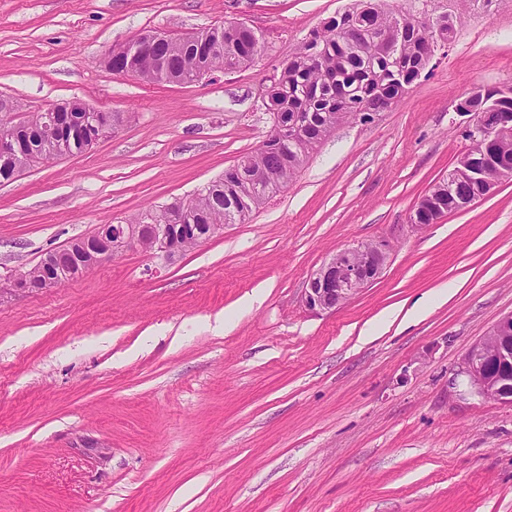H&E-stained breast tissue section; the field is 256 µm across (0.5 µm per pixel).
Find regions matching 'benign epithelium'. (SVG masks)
Segmentation results:
<instances>
[{
	"label": "benign epithelium",
	"mask_w": 512,
	"mask_h": 512,
	"mask_svg": "<svg viewBox=\"0 0 512 512\" xmlns=\"http://www.w3.org/2000/svg\"><path fill=\"white\" fill-rule=\"evenodd\" d=\"M350 13L358 23L372 28L378 27L380 15L372 0H357ZM435 30V38L427 47V56H433L435 46L447 44L454 37L453 16L448 20L429 17ZM168 37V33L154 31L143 39L128 42L109 51L103 58L105 67L117 74L140 76L139 69L130 66V58L142 53L148 44ZM512 97V92L502 88L473 86L455 106L457 112L472 111L471 102L480 101L481 123L477 142L492 143L512 138V116L501 111V101ZM77 113L86 128L85 140L93 146L116 128L121 118L112 112L97 110L81 100L54 103L45 109L25 114L7 127L0 128V155L14 160L15 172L27 167L30 154L26 151L19 132L33 124L45 128H56L64 118ZM512 176V167L505 162H496L484 154L480 164H469L456 168L446 182L435 187L424 201V209L437 222L445 213L441 212L440 200L457 196L462 183H476L482 186L483 194L478 197H461L459 203L470 207L492 194L498 184ZM94 245L86 247L87 254L70 262L71 268L64 274L55 269L61 251L52 250L45 254L41 272H23L12 281V288L20 292H33L58 288L65 279L80 275L106 258H114L133 247L150 243L153 251L171 261L183 253L184 247L171 241L166 235V225L150 226L144 232L138 224H103L92 235ZM389 260V245L375 241L347 247L338 251L329 261L309 278L302 297L304 307L313 312H331L346 304L364 288L374 283L382 274ZM463 373L471 388L479 396L512 405V313L502 317L489 335L474 345L464 359Z\"/></svg>",
	"instance_id": "7a95c632"
}]
</instances>
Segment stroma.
Segmentation results:
<instances>
[{
    "mask_svg": "<svg viewBox=\"0 0 512 512\" xmlns=\"http://www.w3.org/2000/svg\"><path fill=\"white\" fill-rule=\"evenodd\" d=\"M353 0H0V98H74L122 124L0 185V512H512V406L467 390L470 348L512 313V179L411 225L469 147L472 85L512 86V0H465L456 36L391 109L344 123L240 224L174 263L135 247L46 292L47 251L176 200L258 149L263 93ZM242 22L264 50L187 85L107 70L148 30ZM386 241L330 313L303 290ZM223 315L224 328L214 319ZM389 260V245L375 241L338 251L309 278L302 297L313 313L331 312L374 283Z\"/></svg>",
    "mask_w": 512,
    "mask_h": 512,
    "instance_id": "1",
    "label": "stroma"
}]
</instances>
